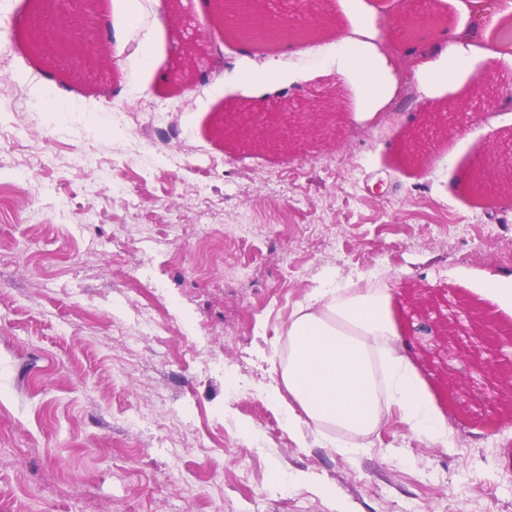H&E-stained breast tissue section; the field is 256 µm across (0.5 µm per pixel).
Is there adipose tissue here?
Instances as JSON below:
<instances>
[{
	"instance_id": "obj_1",
	"label": "adipose tissue",
	"mask_w": 512,
	"mask_h": 512,
	"mask_svg": "<svg viewBox=\"0 0 512 512\" xmlns=\"http://www.w3.org/2000/svg\"><path fill=\"white\" fill-rule=\"evenodd\" d=\"M282 388L269 394L288 432H336L337 453L353 456L364 437L383 428L399 410L420 436L442 441L445 432L403 363L391 299L378 291L337 295L323 288L292 315Z\"/></svg>"
}]
</instances>
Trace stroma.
Segmentation results:
<instances>
[{
    "label": "stroma",
    "mask_w": 512,
    "mask_h": 512,
    "mask_svg": "<svg viewBox=\"0 0 512 512\" xmlns=\"http://www.w3.org/2000/svg\"><path fill=\"white\" fill-rule=\"evenodd\" d=\"M36 7L0 0V512H512V301L482 296L512 276V51L456 64L458 0H261L313 31L273 44L208 0H57L88 70L33 52ZM419 50L448 82L400 83ZM329 283L391 296L447 444L397 411L351 458L289 434L267 391ZM350 65L358 72L365 89L373 91L376 87V68L373 57L370 55L356 57L350 61Z\"/></svg>",
    "instance_id": "obj_1"
}]
</instances>
